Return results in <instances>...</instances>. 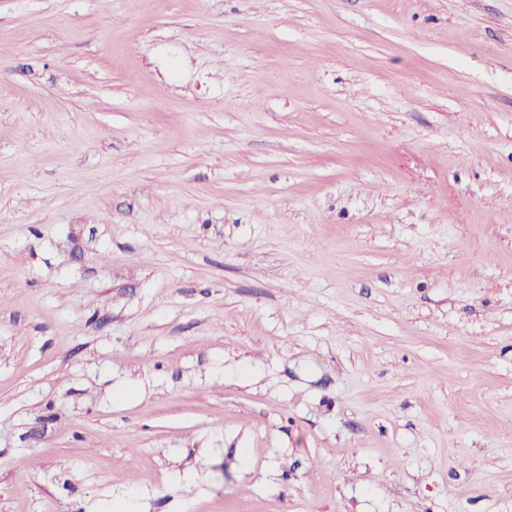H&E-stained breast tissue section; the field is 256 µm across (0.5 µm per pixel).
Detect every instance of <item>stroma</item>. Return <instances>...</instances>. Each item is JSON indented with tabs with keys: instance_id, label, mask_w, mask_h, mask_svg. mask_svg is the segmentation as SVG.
Instances as JSON below:
<instances>
[{
	"instance_id": "stroma-1",
	"label": "stroma",
	"mask_w": 512,
	"mask_h": 512,
	"mask_svg": "<svg viewBox=\"0 0 512 512\" xmlns=\"http://www.w3.org/2000/svg\"><path fill=\"white\" fill-rule=\"evenodd\" d=\"M0 512H512V0H0Z\"/></svg>"
}]
</instances>
